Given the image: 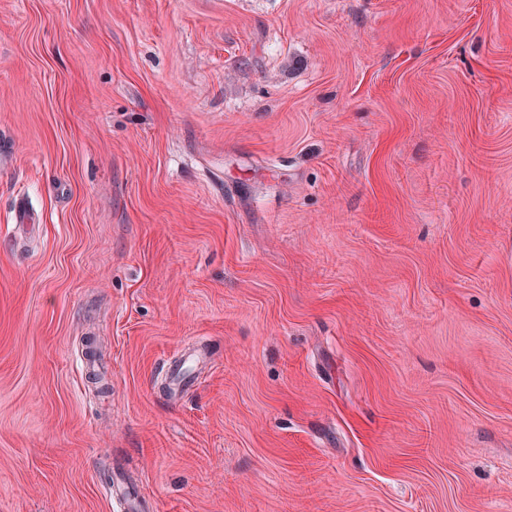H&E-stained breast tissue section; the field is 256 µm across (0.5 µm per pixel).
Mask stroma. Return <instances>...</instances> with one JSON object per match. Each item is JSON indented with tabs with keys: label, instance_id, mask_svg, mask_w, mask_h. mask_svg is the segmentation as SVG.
I'll use <instances>...</instances> for the list:
<instances>
[{
	"label": "stroma",
	"instance_id": "1",
	"mask_svg": "<svg viewBox=\"0 0 512 512\" xmlns=\"http://www.w3.org/2000/svg\"><path fill=\"white\" fill-rule=\"evenodd\" d=\"M115 469L512 512V0H0V512Z\"/></svg>",
	"mask_w": 512,
	"mask_h": 512
}]
</instances>
